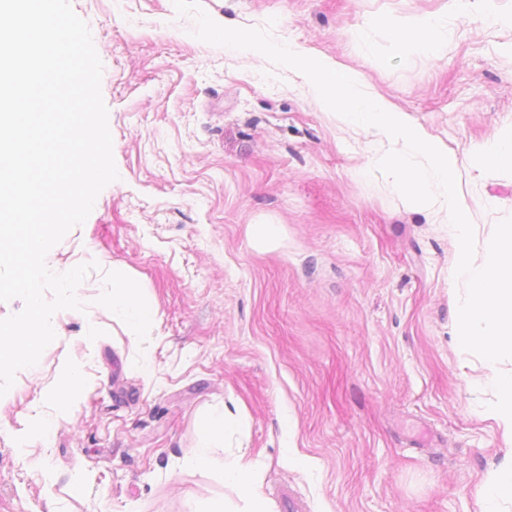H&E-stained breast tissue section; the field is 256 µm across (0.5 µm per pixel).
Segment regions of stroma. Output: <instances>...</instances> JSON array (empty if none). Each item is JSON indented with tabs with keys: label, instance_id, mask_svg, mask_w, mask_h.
I'll return each mask as SVG.
<instances>
[{
	"label": "stroma",
	"instance_id": "1",
	"mask_svg": "<svg viewBox=\"0 0 512 512\" xmlns=\"http://www.w3.org/2000/svg\"><path fill=\"white\" fill-rule=\"evenodd\" d=\"M227 27L277 17L276 41L363 73L458 157L512 137V0H471L438 59L401 56L393 24L450 0H200ZM104 71L119 173L50 267L106 260L156 313L138 345L95 305L0 401V512H192L235 499L248 449L273 512H478L505 444L477 356L455 341L464 285L446 228L377 176L367 134L293 71L192 36L172 0H72ZM477 249L512 215V169L461 167ZM270 224L272 240L254 227ZM81 389L60 403L65 369ZM225 414L208 468L183 466ZM52 422L43 435L40 422ZM301 459L292 467L289 457Z\"/></svg>",
	"mask_w": 512,
	"mask_h": 512
}]
</instances>
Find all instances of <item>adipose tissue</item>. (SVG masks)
<instances>
[{
    "mask_svg": "<svg viewBox=\"0 0 512 512\" xmlns=\"http://www.w3.org/2000/svg\"><path fill=\"white\" fill-rule=\"evenodd\" d=\"M448 26L445 15L424 16L410 25L395 27L393 39L397 51L404 57H435L441 51L440 34ZM224 444V418L207 416L200 425L196 448L184 456L187 466L206 468L212 465V449ZM224 480L238 491L237 503H210L195 508L194 512H272L264 497L257 477L254 461L247 451L233 454L224 464Z\"/></svg>",
    "mask_w": 512,
    "mask_h": 512,
    "instance_id": "1",
    "label": "adipose tissue"
}]
</instances>
